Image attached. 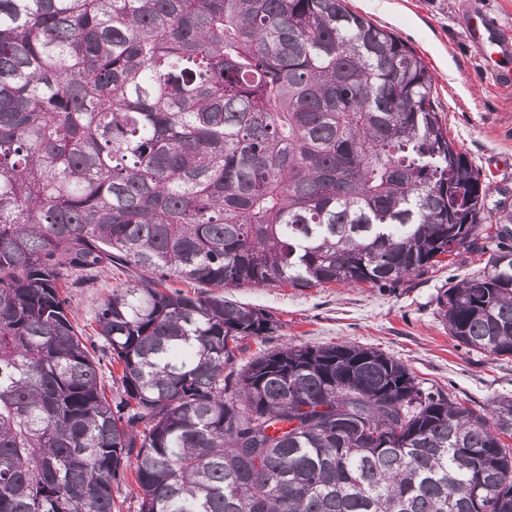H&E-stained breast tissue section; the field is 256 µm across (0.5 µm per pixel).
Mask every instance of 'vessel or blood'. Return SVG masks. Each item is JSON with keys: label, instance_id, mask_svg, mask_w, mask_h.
I'll use <instances>...</instances> for the list:
<instances>
[{"label": "vessel or blood", "instance_id": "vessel-or-blood-1", "mask_svg": "<svg viewBox=\"0 0 512 512\" xmlns=\"http://www.w3.org/2000/svg\"><path fill=\"white\" fill-rule=\"evenodd\" d=\"M470 42L483 50L487 69L502 82L512 81V36L502 33L489 14L481 10L471 12L466 20Z\"/></svg>", "mask_w": 512, "mask_h": 512}]
</instances>
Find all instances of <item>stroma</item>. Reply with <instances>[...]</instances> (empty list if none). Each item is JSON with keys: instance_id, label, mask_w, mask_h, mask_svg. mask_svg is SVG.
<instances>
[{"instance_id": "35a3bbf8", "label": "stroma", "mask_w": 512, "mask_h": 512, "mask_svg": "<svg viewBox=\"0 0 512 512\" xmlns=\"http://www.w3.org/2000/svg\"><path fill=\"white\" fill-rule=\"evenodd\" d=\"M491 14L512 31V0H348L352 11L393 32L423 59L433 77L437 110L449 137L489 185L490 206L512 211V84H497L462 23L466 6ZM486 254L458 250L450 262L406 278L397 288L329 284L323 288L243 287L235 300L272 314L270 335L242 342L240 363L288 343L321 347L352 343L405 364L422 388L486 405L512 396V358L465 348L449 336L437 298L480 272ZM120 270L70 288L73 316L90 329L100 304L124 282Z\"/></svg>"}]
</instances>
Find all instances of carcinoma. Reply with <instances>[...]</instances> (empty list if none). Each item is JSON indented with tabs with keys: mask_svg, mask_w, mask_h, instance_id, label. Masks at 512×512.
<instances>
[{
	"mask_svg": "<svg viewBox=\"0 0 512 512\" xmlns=\"http://www.w3.org/2000/svg\"><path fill=\"white\" fill-rule=\"evenodd\" d=\"M488 194L422 59L346 0H0V512H118L136 447L139 512H512V397L356 344L241 366L278 324L228 298L487 250L439 304L511 357ZM117 263L145 276L95 313L103 367L66 288Z\"/></svg>",
	"mask_w": 512,
	"mask_h": 512,
	"instance_id": "cac0c4a2",
	"label": "carcinoma"
}]
</instances>
